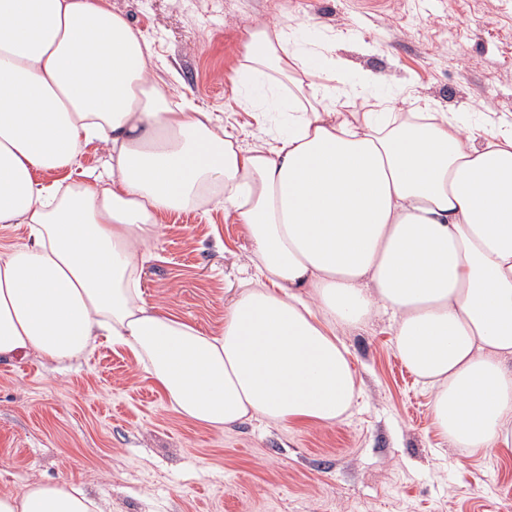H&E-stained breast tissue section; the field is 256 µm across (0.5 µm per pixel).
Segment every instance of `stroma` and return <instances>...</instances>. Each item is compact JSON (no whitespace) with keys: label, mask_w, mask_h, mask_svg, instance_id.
<instances>
[{"label":"stroma","mask_w":512,"mask_h":512,"mask_svg":"<svg viewBox=\"0 0 512 512\" xmlns=\"http://www.w3.org/2000/svg\"><path fill=\"white\" fill-rule=\"evenodd\" d=\"M179 79L169 95L241 145L276 135L231 80L248 30L314 24L349 76L369 71L395 109L430 104L512 124V0H108ZM248 242L220 208L165 216L145 300L219 329L247 277ZM342 337L358 385L328 427L181 418L134 357L103 344L64 366L0 360V493L38 479L82 488L101 512H512V457L464 459L432 428L431 395L401 363L388 316Z\"/></svg>","instance_id":"stroma-1"}]
</instances>
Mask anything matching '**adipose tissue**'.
<instances>
[{"label": "adipose tissue", "mask_w": 512, "mask_h": 512, "mask_svg": "<svg viewBox=\"0 0 512 512\" xmlns=\"http://www.w3.org/2000/svg\"><path fill=\"white\" fill-rule=\"evenodd\" d=\"M148 40L107 0H0V359L65 363L98 338L128 350L181 417L330 426L357 396L338 331L377 311L432 390L462 456L512 454V126L430 106L407 114L351 82L329 46L252 28L234 70L252 111L287 113L242 148L172 103ZM291 93H284V85ZM106 174L81 171L85 146ZM69 171V184L39 173ZM243 227L250 287L205 332L150 306L141 269L162 215L207 204ZM0 512H98L64 482L0 494Z\"/></svg>", "instance_id": "1"}]
</instances>
